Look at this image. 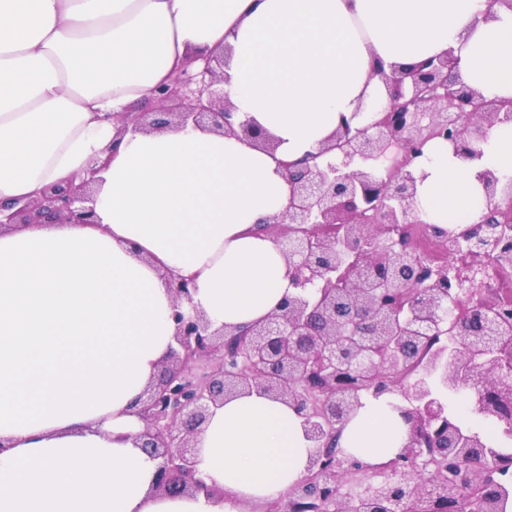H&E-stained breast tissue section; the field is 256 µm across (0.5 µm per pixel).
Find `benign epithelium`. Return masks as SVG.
<instances>
[{
  "mask_svg": "<svg viewBox=\"0 0 512 512\" xmlns=\"http://www.w3.org/2000/svg\"><path fill=\"white\" fill-rule=\"evenodd\" d=\"M228 59L227 49L209 55L198 71L184 70L156 88L163 117L123 113L121 131L191 122L274 148L253 123L233 128L224 96ZM455 68L448 53L393 73L383 116L355 131L342 121L334 142L320 151L337 150L341 160L283 164L290 197L271 228L299 292L278 311L238 331L213 330L203 313L180 309L191 301L193 280L170 275L178 348L169 351L138 410L145 423L141 447L158 459L156 491L213 493L199 476L195 438L211 408L253 389L292 406L313 443L308 474L288 490L278 512H372L375 501L386 505L384 512H454L457 472L472 487L487 484L488 471L470 464L471 449L483 448V439L448 428L442 388L474 390L476 410L512 431V317L482 297L477 279L512 263L499 249L503 225L512 223V178L491 169L478 174L486 208L479 223L459 231L428 226L449 258L462 251L470 257L464 288L477 298L469 309L473 331L461 325L448 335V323L463 319L455 316L458 294L448 287V267L419 258L404 230L417 191L414 165L428 142H448L458 158L473 161L493 127L512 123V100L485 99ZM392 147L398 155L382 171L378 162ZM355 161L359 168L345 171ZM100 171L92 167L79 182L50 186L34 200L0 204V228L96 223ZM204 358L215 363L201 373ZM369 391L400 392L408 438L387 464L354 468L336 452V438ZM354 469L363 474L359 494H336ZM508 474L498 471L499 495L482 500L481 512H503L512 494Z\"/></svg>",
  "mask_w": 512,
  "mask_h": 512,
  "instance_id": "obj_1",
  "label": "benign epithelium"
}]
</instances>
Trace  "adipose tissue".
<instances>
[{
  "label": "adipose tissue",
  "mask_w": 512,
  "mask_h": 512,
  "mask_svg": "<svg viewBox=\"0 0 512 512\" xmlns=\"http://www.w3.org/2000/svg\"><path fill=\"white\" fill-rule=\"evenodd\" d=\"M487 0H0V201L33 199L105 162L93 224L0 231V512H245L307 474L311 443L288 404L253 391L212 408L198 468L218 494L154 492L135 403L171 347L167 272L193 278L213 327H246L293 288L266 231L290 187L281 167L317 154L341 117L367 126L385 76L454 53L465 84L512 99V11ZM233 122L268 151L186 125L120 133L189 61L222 50ZM479 160L430 142L414 215L442 227L483 214L479 171L512 176V125ZM364 395L338 446L368 466L407 424Z\"/></svg>",
  "instance_id": "1"
}]
</instances>
